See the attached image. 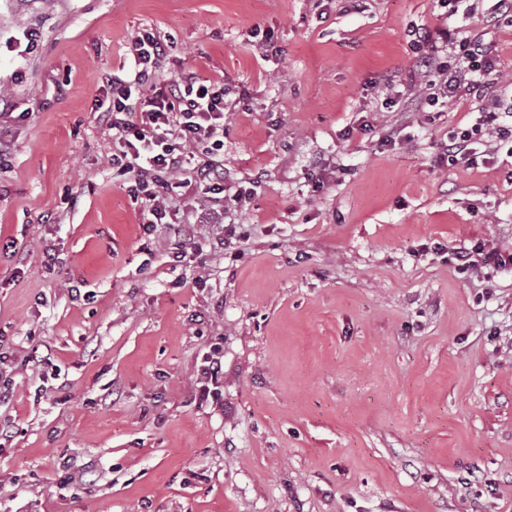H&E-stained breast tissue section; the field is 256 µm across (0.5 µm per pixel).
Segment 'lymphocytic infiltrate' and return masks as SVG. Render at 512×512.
Segmentation results:
<instances>
[{
  "instance_id": "1",
  "label": "lymphocytic infiltrate",
  "mask_w": 512,
  "mask_h": 512,
  "mask_svg": "<svg viewBox=\"0 0 512 512\" xmlns=\"http://www.w3.org/2000/svg\"><path fill=\"white\" fill-rule=\"evenodd\" d=\"M164 37L144 29L129 42L133 72L118 69L102 74L112 89L100 120L112 144L113 168L126 176L128 192L141 204L143 228L173 223L180 211L174 197L193 192L192 224L183 232L194 238L196 225L213 226V250L229 248L226 226L237 224L250 191L238 186L227 194L224 183L223 82L192 74L165 76L160 65L167 55ZM496 57L482 36H459L451 27L426 30L415 41L412 78L425 83L426 107L442 112L473 100L483 106L473 123L457 126L442 148L439 163L476 162V144L512 157V125L502 123L494 101L498 92ZM190 155L192 168L179 159Z\"/></svg>"
}]
</instances>
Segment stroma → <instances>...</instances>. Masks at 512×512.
<instances>
[{"mask_svg":"<svg viewBox=\"0 0 512 512\" xmlns=\"http://www.w3.org/2000/svg\"><path fill=\"white\" fill-rule=\"evenodd\" d=\"M495 2L0 0V512H512V263L455 259L512 253V157L435 165L465 110L408 73L445 24L511 83ZM144 28L232 89L227 252L145 234L112 175L100 76Z\"/></svg>","mask_w":512,"mask_h":512,"instance_id":"stroma-1","label":"stroma"}]
</instances>
